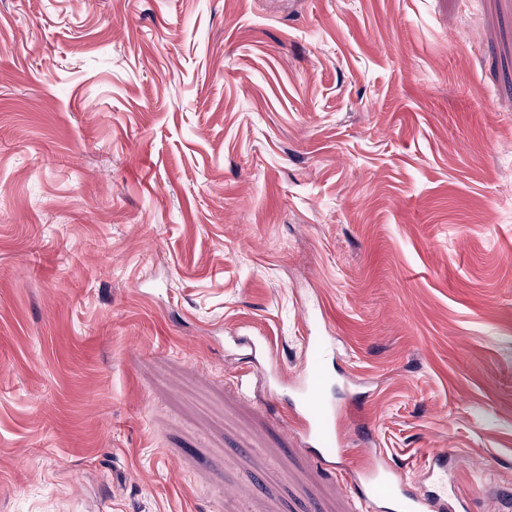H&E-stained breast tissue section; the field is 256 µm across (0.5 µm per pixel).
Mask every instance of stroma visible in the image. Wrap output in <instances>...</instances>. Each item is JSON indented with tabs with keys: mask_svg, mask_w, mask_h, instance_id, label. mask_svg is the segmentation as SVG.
Returning <instances> with one entry per match:
<instances>
[{
	"mask_svg": "<svg viewBox=\"0 0 512 512\" xmlns=\"http://www.w3.org/2000/svg\"><path fill=\"white\" fill-rule=\"evenodd\" d=\"M442 452L512 512V0H0V512H354ZM317 359L314 369L309 377V384L299 400L300 437L305 446L303 448L311 456L330 467L336 469V459L343 458L348 448L333 440V422L336 414V405L330 401L322 387V375L324 374L321 355L323 345L317 342ZM336 447V448H328Z\"/></svg>",
	"mask_w": 512,
	"mask_h": 512,
	"instance_id": "1",
	"label": "stroma"
}]
</instances>
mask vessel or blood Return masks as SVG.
<instances>
[{"instance_id": "1", "label": "vessel or blood", "mask_w": 512, "mask_h": 512, "mask_svg": "<svg viewBox=\"0 0 512 512\" xmlns=\"http://www.w3.org/2000/svg\"><path fill=\"white\" fill-rule=\"evenodd\" d=\"M322 375V365H315L299 401L300 436L307 453L332 468L346 450L334 444L336 405L326 395ZM350 480L358 488V512H471V501L464 492H412L398 474L380 473L373 465L358 470Z\"/></svg>"}]
</instances>
